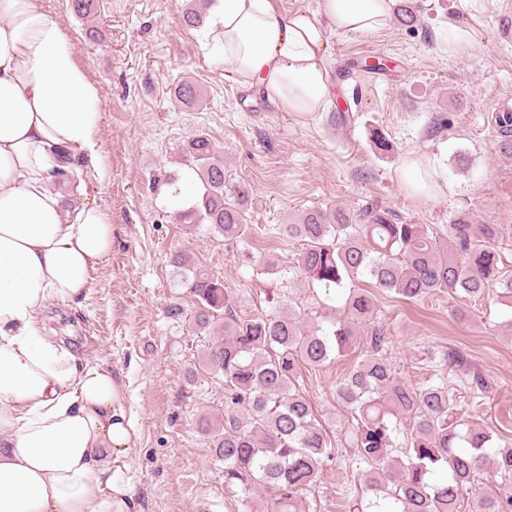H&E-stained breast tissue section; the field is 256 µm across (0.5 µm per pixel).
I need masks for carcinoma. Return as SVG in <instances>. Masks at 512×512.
Masks as SVG:
<instances>
[{
  "label": "carcinoma",
  "instance_id": "carcinoma-1",
  "mask_svg": "<svg viewBox=\"0 0 512 512\" xmlns=\"http://www.w3.org/2000/svg\"><path fill=\"white\" fill-rule=\"evenodd\" d=\"M174 98L190 105L199 89L179 81ZM499 148L512 151V112H498ZM197 177L195 197L171 218L192 229L207 224L229 240L249 234L248 186L233 183L211 136L198 132L183 148ZM280 232L302 242L295 261L300 276L344 297L341 317L315 324L283 294L266 292L269 311L242 319L224 280L179 252L172 258L181 285L198 304L195 324L207 332L211 315L224 314L221 342L206 354V366L224 376V424L202 417L215 457L224 462V490L237 497L239 512H254L252 494L271 492L265 512H310L304 494L335 458L331 437L295 384L304 368H318L356 348L366 326L360 360L336 386V399L350 410L353 459L369 497L353 512H459L488 466L502 491L479 494L475 512H512V441L494 443L492 432L465 420L444 376L408 384L388 361V329L378 320L376 288L404 300L446 291L462 301L488 296L512 309V271L498 243L499 224L448 225V236L426 224L395 223L390 212L368 204L357 215L313 208ZM403 450L404 459H393Z\"/></svg>",
  "mask_w": 512,
  "mask_h": 512
}]
</instances>
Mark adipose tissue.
Wrapping results in <instances>:
<instances>
[{
	"mask_svg": "<svg viewBox=\"0 0 512 512\" xmlns=\"http://www.w3.org/2000/svg\"><path fill=\"white\" fill-rule=\"evenodd\" d=\"M396 0H214L237 82L282 112L326 111L330 33L384 29ZM101 99L37 0H0V512H136L134 427L110 369L42 336L36 310L90 288L112 252V216L67 201L52 170H99ZM400 182L430 198L443 181L409 158Z\"/></svg>",
	"mask_w": 512,
	"mask_h": 512,
	"instance_id": "adipose-tissue-1",
	"label": "adipose tissue"
}]
</instances>
